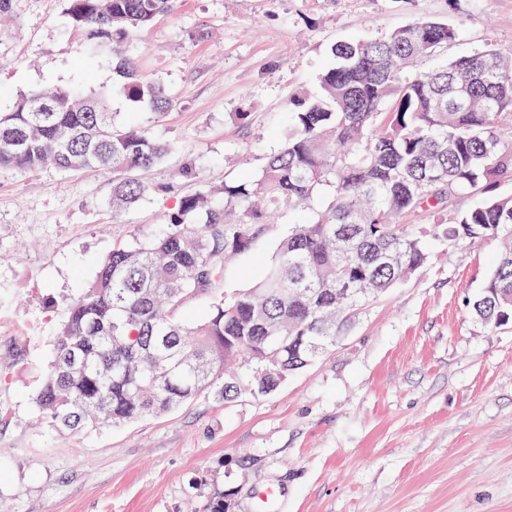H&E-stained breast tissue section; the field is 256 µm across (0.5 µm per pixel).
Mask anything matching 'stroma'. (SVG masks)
<instances>
[{
  "label": "stroma",
  "instance_id": "stroma-1",
  "mask_svg": "<svg viewBox=\"0 0 512 512\" xmlns=\"http://www.w3.org/2000/svg\"><path fill=\"white\" fill-rule=\"evenodd\" d=\"M66 0H11L0 18V111L17 94L79 81L86 66ZM461 30L449 56L512 53V0H180L138 31L141 71L175 106L154 128L174 150L142 173L140 204L113 214L103 172L0 169V512H205L279 486L278 512H512V328L468 301L497 241L448 245L358 310L334 347L276 393L201 396L163 415L78 434L34 406L68 303L130 235L200 184L249 181L286 134L293 100L316 94L339 41L419 19ZM290 227L282 215L224 269L252 285Z\"/></svg>",
  "mask_w": 512,
  "mask_h": 512
}]
</instances>
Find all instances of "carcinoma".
I'll use <instances>...</instances> for the list:
<instances>
[{"label": "carcinoma", "instance_id": "1", "mask_svg": "<svg viewBox=\"0 0 512 512\" xmlns=\"http://www.w3.org/2000/svg\"><path fill=\"white\" fill-rule=\"evenodd\" d=\"M178 0H67L89 63L112 62V87L80 83L16 96L0 112V168L112 174L127 210L149 186L137 174L174 143L153 136L174 99L144 75L133 34ZM459 30L422 19L375 40L341 42L318 93L288 109L283 145L248 182L186 193L160 229L136 234L98 263L68 306L35 406L78 432L166 413L203 393L229 402L278 390L336 342L371 298L430 257L425 225L448 211V243L505 246L470 306L487 326L512 323V58L493 48L448 59ZM125 100L129 118L101 97ZM476 203L458 208V200ZM293 222L251 287L224 292V265L249 252L270 214ZM205 299L207 308L189 314Z\"/></svg>", "mask_w": 512, "mask_h": 512}]
</instances>
